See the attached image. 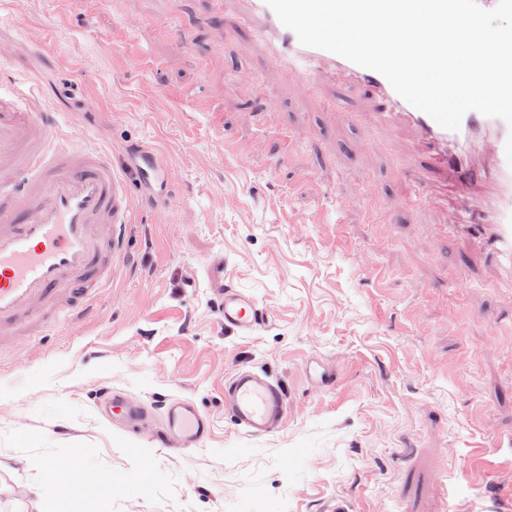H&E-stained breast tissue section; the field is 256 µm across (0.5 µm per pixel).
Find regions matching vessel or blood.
Masks as SVG:
<instances>
[{
	"label": "vessel or blood",
	"instance_id": "obj_1",
	"mask_svg": "<svg viewBox=\"0 0 512 512\" xmlns=\"http://www.w3.org/2000/svg\"><path fill=\"white\" fill-rule=\"evenodd\" d=\"M242 2L271 63L303 84L321 69L337 71L348 89L374 100L367 120L417 132L427 176H410L412 205L431 202V176L462 188L492 185L489 200L459 208L456 223L445 226L443 233H465L502 266L512 285V125L471 111L458 130L445 129L400 97L378 72L301 45L265 0ZM54 135L51 113L30 111L16 93L0 91V339L19 336L21 328L34 326L47 311L62 310L73 320L92 314L96 292L111 283L113 263L127 249L128 177L117 173L103 155L49 150ZM485 147L491 148L492 159L487 168H476L473 157ZM132 170L150 190L155 209H168L172 198L161 154L142 152ZM217 294V312L226 330L248 336L261 327L262 312L253 298L231 285ZM224 404L235 426L252 436L273 433L286 413L281 386L251 371L235 372L225 381ZM102 406L129 422L143 413L141 405L118 391L105 392ZM162 413L168 437L181 446L198 444L209 432V417L191 401L166 399ZM66 489L76 499L109 491L102 481L85 478L67 482Z\"/></svg>",
	"mask_w": 512,
	"mask_h": 512
}]
</instances>
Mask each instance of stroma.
Returning <instances> with one entry per match:
<instances>
[{"mask_svg":"<svg viewBox=\"0 0 512 512\" xmlns=\"http://www.w3.org/2000/svg\"><path fill=\"white\" fill-rule=\"evenodd\" d=\"M240 12L0 0V89L55 113L56 147L119 171L160 148L172 195L158 213L132 184L127 253L97 314L0 344V512H45L31 484L76 452L78 476L111 480L112 512H512V288L466 238L440 237L453 207L406 204L418 136L345 120L371 102L329 73L289 79ZM224 281L263 310L252 335L225 330ZM240 368L282 386L277 432L247 435L225 413ZM107 389L149 419L104 415ZM170 397L209 415L198 446L160 441ZM480 447L494 468L474 483Z\"/></svg>","mask_w":512,"mask_h":512,"instance_id":"35a3bbf8","label":"stroma"}]
</instances>
